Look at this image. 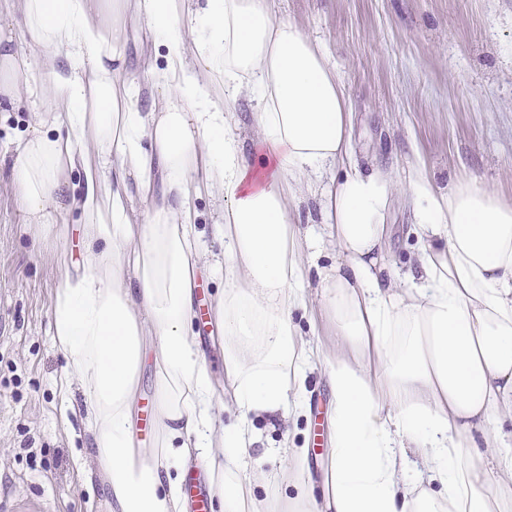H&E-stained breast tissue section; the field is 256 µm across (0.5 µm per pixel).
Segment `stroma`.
<instances>
[{
  "instance_id": "1",
  "label": "stroma",
  "mask_w": 512,
  "mask_h": 512,
  "mask_svg": "<svg viewBox=\"0 0 512 512\" xmlns=\"http://www.w3.org/2000/svg\"><path fill=\"white\" fill-rule=\"evenodd\" d=\"M276 16L296 23L327 48L345 84L348 130L358 170L404 184L422 172L444 189L474 177L512 202V0H273ZM39 98L0 112V500L37 501L42 512H111L92 451V436L64 399L65 359L53 345L55 293L81 260L77 212L37 232L23 221L11 164L31 133ZM202 233L203 289L208 302L224 292L211 262L224 245L210 226L220 214L212 196L195 199ZM386 264L407 270L416 241L410 201L392 193ZM259 442L240 472L257 498L297 494L284 448H308L313 474L327 462V437L315 420L255 412ZM283 474L279 486L261 475Z\"/></svg>"
}]
</instances>
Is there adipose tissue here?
I'll return each instance as SVG.
<instances>
[{
    "instance_id": "adipose-tissue-1",
    "label": "adipose tissue",
    "mask_w": 512,
    "mask_h": 512,
    "mask_svg": "<svg viewBox=\"0 0 512 512\" xmlns=\"http://www.w3.org/2000/svg\"><path fill=\"white\" fill-rule=\"evenodd\" d=\"M192 24H185V13ZM28 36L0 33V108L49 104L14 178L24 221L80 214V272L51 307L53 343L82 394L112 512H185L183 470L201 467L218 512H283L238 476L257 439L249 415L302 409L315 367L329 386L328 468L289 461L305 512H512V203L478 181L415 174L416 268L383 262L394 188L350 165L348 94L323 44L267 0H11ZM148 26L165 63L127 76L124 21ZM45 76H37V68ZM255 104L251 122L237 105ZM80 170L71 195L66 172ZM222 202L224 392L194 328L200 234L192 200ZM148 204L134 210L135 200ZM317 225L301 229L303 200ZM335 352L299 335L305 262ZM155 376V442L136 443L138 382ZM237 422L213 432L215 407ZM425 470L412 475V458Z\"/></svg>"
}]
</instances>
